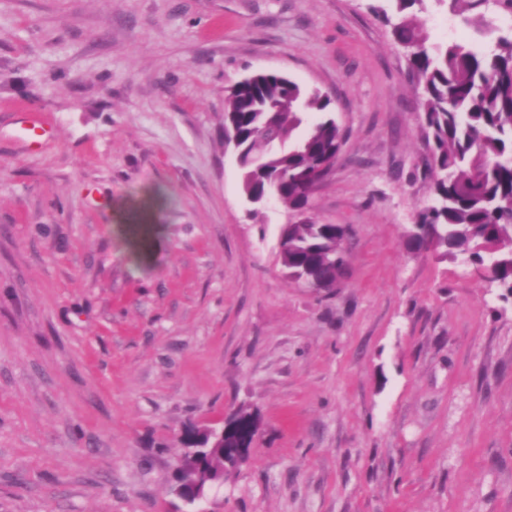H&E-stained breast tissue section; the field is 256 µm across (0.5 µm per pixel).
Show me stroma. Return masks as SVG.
Wrapping results in <instances>:
<instances>
[{"instance_id": "1", "label": "stroma", "mask_w": 512, "mask_h": 512, "mask_svg": "<svg viewBox=\"0 0 512 512\" xmlns=\"http://www.w3.org/2000/svg\"><path fill=\"white\" fill-rule=\"evenodd\" d=\"M390 7L0 0V512H191L181 432L241 406L260 433L209 512H512V299L407 242L431 193ZM259 70L346 132L309 212L350 229L329 292L284 275L288 210L248 216L224 151Z\"/></svg>"}]
</instances>
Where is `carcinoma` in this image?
<instances>
[{
    "label": "carcinoma",
    "mask_w": 512,
    "mask_h": 512,
    "mask_svg": "<svg viewBox=\"0 0 512 512\" xmlns=\"http://www.w3.org/2000/svg\"><path fill=\"white\" fill-rule=\"evenodd\" d=\"M394 2L401 18L393 24V36L407 51L409 72L423 99L424 175L432 192L431 202L416 215L425 234L411 244L442 257L464 253L478 270L492 250L498 257L494 281L512 294V36L499 37L485 51L459 40L431 44L417 17L403 15L427 0ZM436 2L460 15L484 0ZM227 101L224 123L236 125L244 158L288 140L267 164L241 175L254 195H269L301 214L279 238L278 260L288 278L295 282L309 270L322 290H331L348 269V228L317 224L307 216L310 186L338 160L346 138L330 97L270 71L233 85ZM309 112L318 119L307 124ZM206 441L193 424L184 427L183 447ZM197 463L218 473L224 470V453H203Z\"/></svg>",
    "instance_id": "obj_1"
}]
</instances>
